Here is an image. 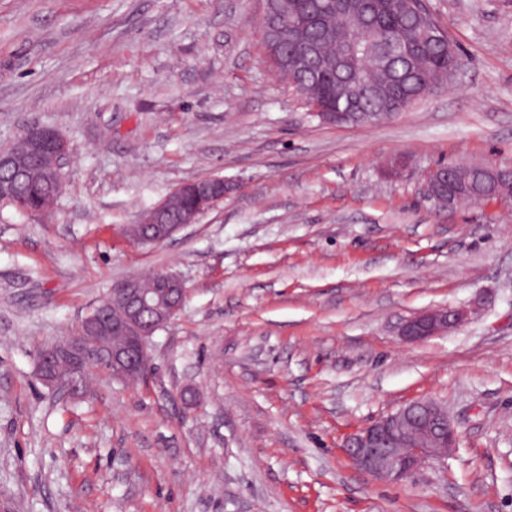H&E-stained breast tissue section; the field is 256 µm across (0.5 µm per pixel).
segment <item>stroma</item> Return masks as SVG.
<instances>
[{"mask_svg": "<svg viewBox=\"0 0 512 512\" xmlns=\"http://www.w3.org/2000/svg\"><path fill=\"white\" fill-rule=\"evenodd\" d=\"M447 87L372 124L315 117L266 58L265 0H0V147L68 140L53 208L0 205V505L10 512H512V204L437 208L441 162L512 165V0H425ZM223 200L128 225L179 185ZM187 296L132 386L36 375L129 276ZM467 319L410 342L404 320ZM423 397L457 450L390 484L345 437ZM225 189L224 178L220 177H216L211 181L200 180L181 185L177 190L191 196L193 201L186 195H172L170 210L166 219V214L169 209V198L165 197L150 210V217L154 221V224L147 223V212L139 224H131L126 229V234L132 240L143 236H152L156 231L155 225L163 224L166 219L169 225L162 230L166 235H173L185 224L195 223L198 215L214 206L215 203L223 200ZM193 202V212L187 215L182 221L181 219L185 216L186 212L190 210ZM181 221L182 224H180Z\"/></svg>", "mask_w": 512, "mask_h": 512, "instance_id": "obj_1", "label": "stroma"}]
</instances>
